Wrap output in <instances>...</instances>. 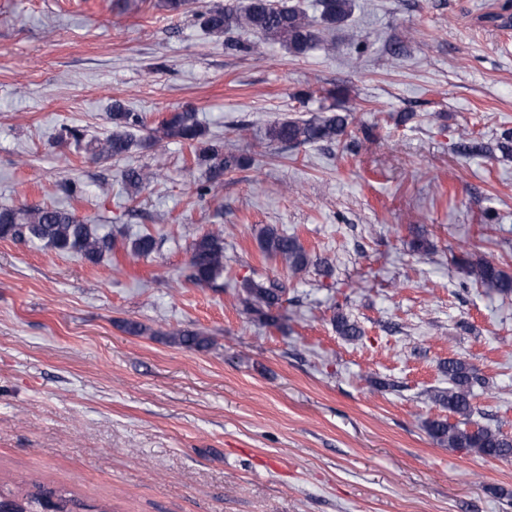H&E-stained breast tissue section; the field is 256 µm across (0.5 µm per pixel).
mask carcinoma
Listing matches in <instances>:
<instances>
[{
	"instance_id": "carcinoma-1",
	"label": "carcinoma",
	"mask_w": 512,
	"mask_h": 512,
	"mask_svg": "<svg viewBox=\"0 0 512 512\" xmlns=\"http://www.w3.org/2000/svg\"><path fill=\"white\" fill-rule=\"evenodd\" d=\"M354 0H319V20L311 19L297 5H279L275 0H240L238 3L200 6L194 17L207 34L221 38L237 31H252L257 38L242 45V50L259 59L264 56L266 44L279 43L293 55L306 54L321 42L320 28L335 29L351 17ZM112 130L103 138L87 144L91 158L122 159L139 146L134 131L148 128L146 117L140 112H128L121 103L112 105ZM351 124L349 112L332 106L323 107L309 119H288L271 124L265 140L269 145L301 146L318 143H336L348 135ZM150 129V128H148ZM179 139L193 148L196 164L204 169L205 180L196 186L199 196L207 194L211 185L224 173L246 167L255 158L244 154L224 153V147L207 138V131L195 109L182 107L163 116L158 126L150 129L148 140ZM155 172L131 168L126 172L129 185L137 189L158 178ZM0 238L39 241L58 251L97 263L112 254L116 241L112 234L101 232L75 211L58 205L30 206L0 209ZM257 243L265 255L280 260L290 272L300 273L310 266L311 256L299 239L266 225L257 234ZM156 247L153 235L143 233L132 240L130 254L147 256ZM412 252L427 255L432 251L425 230L416 228L409 241ZM190 279L203 286L215 281L224 272V238L219 232H207L196 237L190 246ZM467 276L488 291L512 295V275L482 257L464 261ZM286 288L277 280L242 284V303L252 320L269 324L276 321L272 312L279 309ZM336 333L353 341L363 336L358 322L343 312L332 318ZM169 341L181 347L206 350L210 337L200 331L184 330L169 334ZM448 375V387L432 389L428 398L441 408L458 416L451 423L446 419H432L426 423L430 436L448 447L465 453H476L483 458L512 461V436L500 428L481 426L472 420L471 399L474 389L486 384L472 366L461 359L450 358L440 363ZM35 491L21 496L5 493L0 488V512H107L87 505L69 493L34 485Z\"/></svg>"
}]
</instances>
